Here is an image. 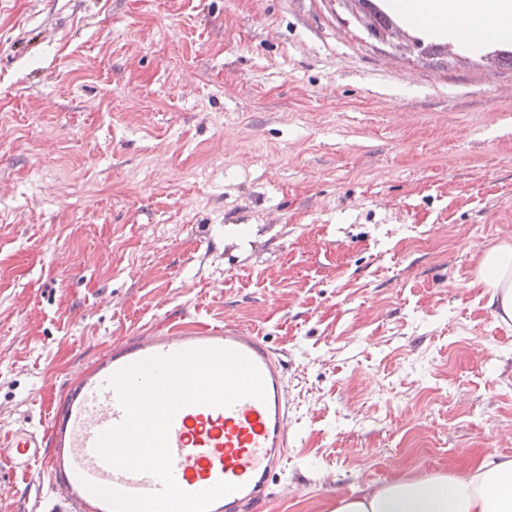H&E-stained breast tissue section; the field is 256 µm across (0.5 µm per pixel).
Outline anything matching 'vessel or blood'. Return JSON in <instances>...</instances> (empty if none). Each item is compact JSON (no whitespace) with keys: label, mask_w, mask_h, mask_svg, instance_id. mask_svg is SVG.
<instances>
[{"label":"vessel or blood","mask_w":512,"mask_h":512,"mask_svg":"<svg viewBox=\"0 0 512 512\" xmlns=\"http://www.w3.org/2000/svg\"><path fill=\"white\" fill-rule=\"evenodd\" d=\"M213 349L250 360L263 377L266 397H246L229 407L179 409L168 434L173 476L190 493L220 481L236 484V492L215 501L210 512H250L288 457L289 409L282 361L261 337L235 324L174 326L161 334L113 339L107 354L78 372L51 403L49 436L19 427L0 438V447L10 449L13 469L26 474L42 467L47 497L68 504L71 512H109L90 492L93 484L135 495L155 492L161 487L155 476L117 469L96 451L99 435L125 417L110 379L144 360Z\"/></svg>","instance_id":"b4317fda"}]
</instances>
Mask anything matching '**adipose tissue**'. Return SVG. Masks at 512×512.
Returning a JSON list of instances; mask_svg holds the SVG:
<instances>
[{
  "instance_id": "1",
  "label": "adipose tissue",
  "mask_w": 512,
  "mask_h": 512,
  "mask_svg": "<svg viewBox=\"0 0 512 512\" xmlns=\"http://www.w3.org/2000/svg\"><path fill=\"white\" fill-rule=\"evenodd\" d=\"M415 32L479 50L512 39V0H384ZM488 305L512 322V243L487 251L478 267ZM331 512H512V457L480 459L456 474L394 477L337 499Z\"/></svg>"
}]
</instances>
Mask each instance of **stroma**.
I'll list each match as a JSON object with an SVG mask.
<instances>
[{"label":"stroma","mask_w":512,"mask_h":512,"mask_svg":"<svg viewBox=\"0 0 512 512\" xmlns=\"http://www.w3.org/2000/svg\"><path fill=\"white\" fill-rule=\"evenodd\" d=\"M343 0H0V435L117 336L235 323L295 446L255 512L512 457V41ZM42 480L0 459V512ZM478 277L490 292L488 305L498 319L512 321V243L503 242L483 253Z\"/></svg>","instance_id":"obj_1"}]
</instances>
